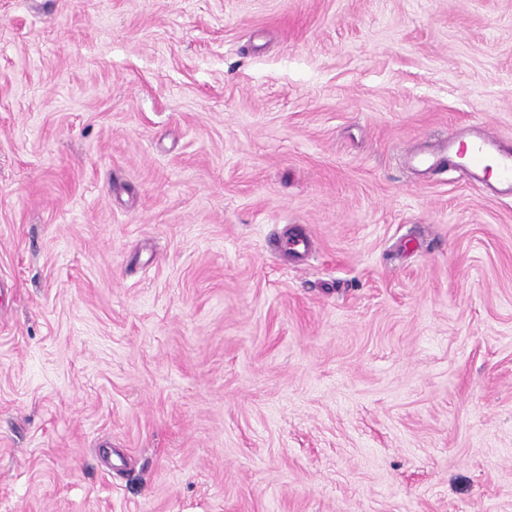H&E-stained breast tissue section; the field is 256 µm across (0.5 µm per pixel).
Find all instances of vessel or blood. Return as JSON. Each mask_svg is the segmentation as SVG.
Here are the masks:
<instances>
[{
    "instance_id": "obj_1",
    "label": "vessel or blood",
    "mask_w": 512,
    "mask_h": 512,
    "mask_svg": "<svg viewBox=\"0 0 512 512\" xmlns=\"http://www.w3.org/2000/svg\"><path fill=\"white\" fill-rule=\"evenodd\" d=\"M464 157V172L472 179L494 177L496 183L512 191V148L501 147L484 129H477L469 142L448 139L431 159L438 166L455 165Z\"/></svg>"
}]
</instances>
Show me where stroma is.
<instances>
[{"label":"stroma","mask_w":512,"mask_h":512,"mask_svg":"<svg viewBox=\"0 0 512 512\" xmlns=\"http://www.w3.org/2000/svg\"><path fill=\"white\" fill-rule=\"evenodd\" d=\"M479 123L512 0H0V512H512ZM471 147L468 149L464 141L448 138L440 152L432 159L417 157L420 164L438 166H462L464 172L474 180L492 176L495 172V183L508 188L512 193V148L501 147L496 139L491 137L482 127H478L470 137ZM468 157L464 164H459L455 157ZM431 162V163H429Z\"/></svg>","instance_id":"stroma-1"}]
</instances>
